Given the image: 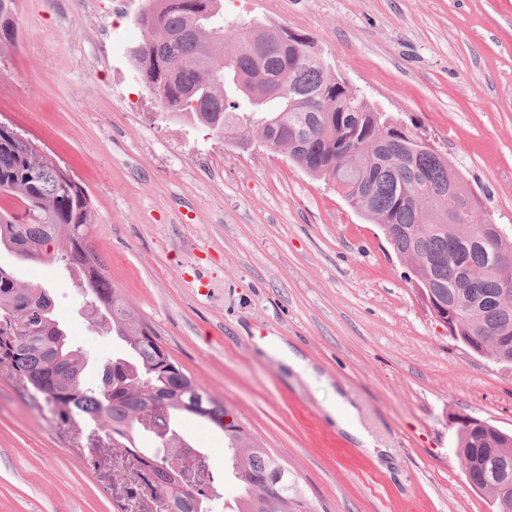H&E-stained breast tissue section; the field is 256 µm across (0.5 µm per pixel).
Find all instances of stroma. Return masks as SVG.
<instances>
[{
  "mask_svg": "<svg viewBox=\"0 0 512 512\" xmlns=\"http://www.w3.org/2000/svg\"><path fill=\"white\" fill-rule=\"evenodd\" d=\"M140 0H17L0 44V121L66 166L97 222L90 241L170 358L279 457L314 512H495L465 479L457 420L512 432V364L473 353L424 305L379 225L334 184L263 144L233 147L163 116L134 78ZM225 16L308 36L378 109L428 140L512 226V0H222ZM0 267L47 288L73 343L100 359L77 272ZM289 347L304 376L275 356ZM345 395L380 459L339 429ZM233 512L224 435L185 417ZM68 432L0 371V512H114Z\"/></svg>",
  "mask_w": 512,
  "mask_h": 512,
  "instance_id": "35a3bbf8",
  "label": "stroma"
}]
</instances>
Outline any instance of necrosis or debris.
<instances>
[{"mask_svg": "<svg viewBox=\"0 0 512 512\" xmlns=\"http://www.w3.org/2000/svg\"><path fill=\"white\" fill-rule=\"evenodd\" d=\"M84 461L96 467L105 487L119 506V512H165L170 499V476H178L182 489L193 496L214 486L202 452L182 448L175 454L154 449L146 455L120 447L111 435L85 429Z\"/></svg>", "mask_w": 512, "mask_h": 512, "instance_id": "1", "label": "necrosis or debris"}]
</instances>
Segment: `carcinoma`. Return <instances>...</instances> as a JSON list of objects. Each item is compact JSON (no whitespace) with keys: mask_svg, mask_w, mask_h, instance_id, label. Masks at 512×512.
<instances>
[{"mask_svg":"<svg viewBox=\"0 0 512 512\" xmlns=\"http://www.w3.org/2000/svg\"><path fill=\"white\" fill-rule=\"evenodd\" d=\"M136 16L143 33L130 54L138 80L170 119L207 127L240 147L259 139L285 150L310 176L336 184L352 206H366L393 250L411 263L417 285L429 288L459 340L475 353L512 360V237L499 239L468 206L470 190L448 158L388 112L336 83L314 64L311 41L264 28L261 59L251 51L253 21L229 18L220 0H146ZM16 0H0V43L16 41ZM304 145L298 154L291 143ZM0 247L29 261L50 260L80 273L79 290L93 323L124 341L131 361L100 364L86 380L90 357L73 347L55 315L41 313L46 291L0 267V368L44 398L56 419L112 432L136 447L139 419L161 415L159 447L174 448L178 419H205L224 433L228 464L241 494L234 512H311L298 482L261 447L202 384L185 374L155 331L128 306L89 241L94 207L69 169L30 140L0 130ZM54 245V251L46 250ZM208 397L210 410L187 406ZM458 447L469 484L491 496L496 512H512V434L458 419Z\"/></svg>","mask_w":512,"mask_h":512,"instance_id":"obj_1","label":"carcinoma"}]
</instances>
